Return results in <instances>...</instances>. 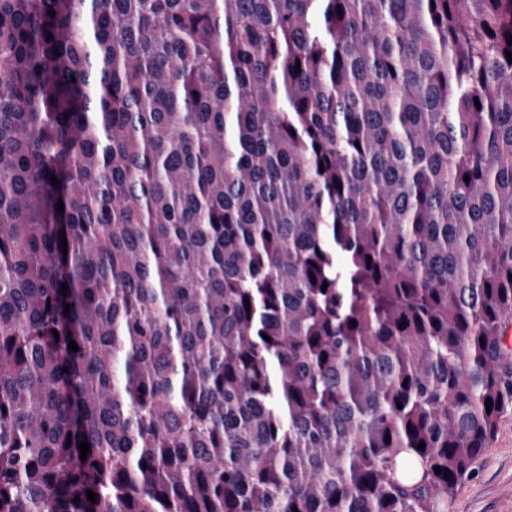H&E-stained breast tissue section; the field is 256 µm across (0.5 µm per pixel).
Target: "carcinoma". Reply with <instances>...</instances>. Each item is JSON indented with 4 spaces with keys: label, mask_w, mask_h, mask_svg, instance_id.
<instances>
[{
    "label": "carcinoma",
    "mask_w": 512,
    "mask_h": 512,
    "mask_svg": "<svg viewBox=\"0 0 512 512\" xmlns=\"http://www.w3.org/2000/svg\"><path fill=\"white\" fill-rule=\"evenodd\" d=\"M511 38L0 0V512H448L512 408Z\"/></svg>",
    "instance_id": "carcinoma-1"
}]
</instances>
